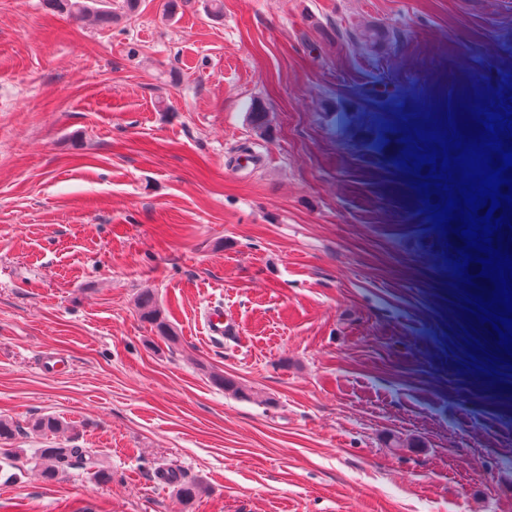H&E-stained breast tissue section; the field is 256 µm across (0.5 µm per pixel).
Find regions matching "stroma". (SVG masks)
<instances>
[{"instance_id": "stroma-1", "label": "stroma", "mask_w": 512, "mask_h": 512, "mask_svg": "<svg viewBox=\"0 0 512 512\" xmlns=\"http://www.w3.org/2000/svg\"><path fill=\"white\" fill-rule=\"evenodd\" d=\"M167 2L0 0V512H512V404L457 369L454 266L389 155L453 84L512 89V0ZM56 446L111 482L43 480ZM106 1L97 0H44L46 7L52 12L66 15L75 19L92 17L98 24L110 26L117 19L112 8L97 7L98 3ZM139 317L143 322L150 324L167 341L176 342L177 336L163 315L156 296L151 291H143L137 298ZM83 448H40L38 450L39 466L42 476L45 480H56L67 471L72 465L73 460H85L90 468L96 469L94 476L103 483L112 480V471L108 468L99 466L98 463ZM88 456L86 459L85 457Z\"/></svg>"}]
</instances>
